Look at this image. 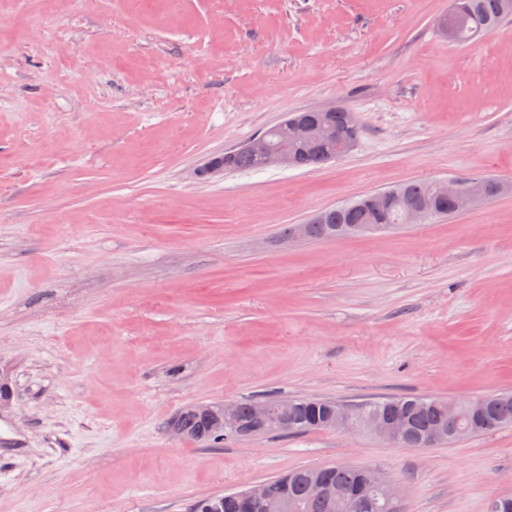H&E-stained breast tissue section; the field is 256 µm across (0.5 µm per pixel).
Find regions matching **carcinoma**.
<instances>
[{
	"instance_id": "1",
	"label": "carcinoma",
	"mask_w": 512,
	"mask_h": 512,
	"mask_svg": "<svg viewBox=\"0 0 512 512\" xmlns=\"http://www.w3.org/2000/svg\"><path fill=\"white\" fill-rule=\"evenodd\" d=\"M458 6L454 13L457 26L455 44L465 45L485 31L496 28L503 20L512 17V0H453ZM306 123L313 127L315 142L308 147L294 142L280 134L269 133L265 142L274 147H282L298 156L299 167H322L333 161L330 157L332 143L327 139L326 128L342 126L347 122L345 111L331 112L330 122L324 124L317 111L300 113ZM259 168L257 153L241 149L234 157L233 169L255 170ZM434 182L430 180H410L395 186L402 200L393 202L381 213L369 209H352L360 203L355 199L335 206L334 215L326 218V223L306 225L307 240H340V227L346 224H378V232L384 233L405 223V200L411 199L439 212L441 217L455 215L453 202L434 196ZM484 419L493 423V428L484 427L474 420L464 401L458 400L457 417L448 416V400L431 395H401L381 401L359 403L349 406L350 413L358 420L370 417L388 419L395 417L404 422L405 432L395 446L399 448H438L456 441L462 435L487 434L493 430L512 426V392H498L480 398ZM272 407L271 419L263 424L254 420V409L259 403ZM247 399L234 402L240 426L249 437L278 435L293 436L311 432L326 431L325 418L336 402L322 398L297 397L284 400L268 398L263 401ZM220 411L219 402L189 405L172 420L170 426L180 431L185 438L206 447L224 444L236 435L217 429L212 413ZM288 419V426L280 424L281 417ZM361 468L350 465H323L303 467L291 471L286 479L288 501L294 512H398L389 507L383 496L372 493L369 500L357 508L352 503L349 492L359 481ZM336 489V497L323 494L318 483ZM234 493L217 495L196 503L194 512H210L219 508L222 512H237V504L232 500Z\"/></svg>"
}]
</instances>
